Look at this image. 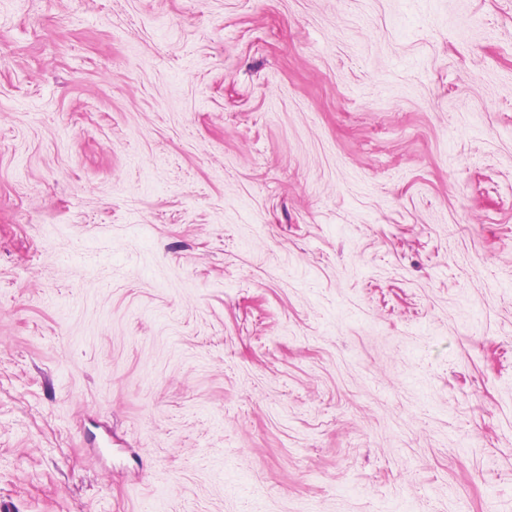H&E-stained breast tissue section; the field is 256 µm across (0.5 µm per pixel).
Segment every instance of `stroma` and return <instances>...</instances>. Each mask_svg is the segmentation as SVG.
Wrapping results in <instances>:
<instances>
[{
	"label": "stroma",
	"instance_id": "1",
	"mask_svg": "<svg viewBox=\"0 0 512 512\" xmlns=\"http://www.w3.org/2000/svg\"><path fill=\"white\" fill-rule=\"evenodd\" d=\"M0 512H512V0H0Z\"/></svg>",
	"mask_w": 512,
	"mask_h": 512
}]
</instances>
